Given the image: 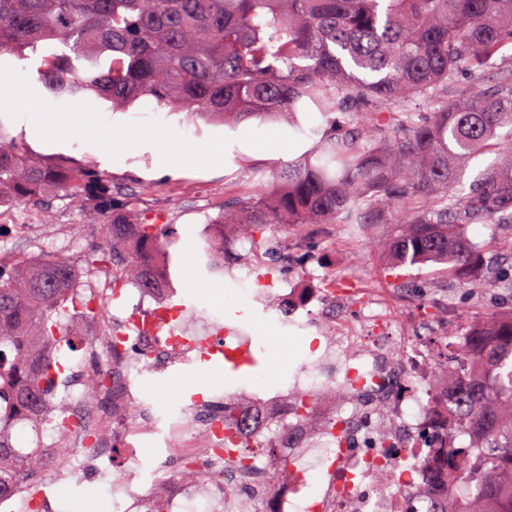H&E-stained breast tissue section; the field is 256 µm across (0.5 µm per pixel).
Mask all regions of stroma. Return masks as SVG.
<instances>
[{"label":"stroma","instance_id":"35a3bbf8","mask_svg":"<svg viewBox=\"0 0 512 512\" xmlns=\"http://www.w3.org/2000/svg\"><path fill=\"white\" fill-rule=\"evenodd\" d=\"M39 59L0 54V127L23 143L38 159H63L77 169L93 171L125 194L133 209L153 210L171 221L177 257L172 267L174 304L185 306L194 331L208 324L211 312L222 311L225 322L243 326L262 339L254 354L258 366L238 374L217 373L214 362L177 365L153 370L144 377L143 395L151 400L158 427L171 413L201 396L224 392H287L300 363L297 352L322 338L316 329L276 326L271 306L276 291L286 284L313 286L324 277L348 280L356 293L347 297L341 313L346 320L361 314L357 293L372 288L391 293L387 270L391 258L377 251L374 241L387 230L376 226L354 233L343 224H277L273 236L288 252H307V263L275 268L274 289L260 300L239 302L235 294L241 279L257 281L264 252L248 240L249 227L232 225L230 234L238 255L229 272L204 277L199 262L201 235L208 218L224 210L226 198L253 190L261 175L278 164L298 158L314 139L308 129L315 119L304 120V133L294 134L286 122L252 121L251 125L210 122L186 112L157 108L142 99L123 110L88 97L79 105L46 96L37 80ZM40 111L47 120L42 130L26 129L20 115ZM175 141L177 151L165 149ZM8 229L0 234V255L19 260L29 256L62 254L78 274L97 284L94 264L100 257L104 230L100 221L70 197H48L44 208L13 203ZM409 295L391 302V315L401 329L418 320H431L435 335L449 327L466 332L477 321L512 312V295L494 288L470 290L446 286L436 266L409 270ZM126 455L116 449L108 465L82 481L51 484L45 512H117L104 485L121 470Z\"/></svg>","mask_w":512,"mask_h":512}]
</instances>
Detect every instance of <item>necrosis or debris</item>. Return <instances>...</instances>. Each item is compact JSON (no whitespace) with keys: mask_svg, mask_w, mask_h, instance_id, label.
<instances>
[{"mask_svg":"<svg viewBox=\"0 0 512 512\" xmlns=\"http://www.w3.org/2000/svg\"><path fill=\"white\" fill-rule=\"evenodd\" d=\"M336 321L313 359L297 373L290 393L253 398L245 404L232 393L223 401L197 399L169 424L163 459L145 471L137 448L140 424L127 414L145 373L179 356L193 361L202 350L196 340L181 334L161 336L138 316L124 318L97 310L88 325L92 336L72 371L66 402L83 432L78 445L64 455L44 457L48 482L78 479L82 472L101 468L116 444L127 448L123 477L107 485L109 494L124 493L133 501L124 512H141L153 485L162 483L170 494L163 512H183L195 499L204 512H226L229 504L247 505L249 512H419L436 498L435 477L446 463L432 454L431 437L448 430V397L457 380L432 383L429 362L433 352L430 331L417 326L421 344L400 348L389 319L367 316L355 324L325 310ZM100 373L102 385L92 393L81 387L84 371ZM334 386L346 391L350 410H338L327 420L344 430L342 437H310L295 408L297 397ZM284 424L279 447L289 453L316 454L326 464V477L312 486L303 471L288 484L273 487L263 476L269 467L257 453L251 470H237L224 461V426L242 431L244 441L263 440L271 423Z\"/></svg>","mask_w":512,"mask_h":512,"instance_id":"necrosis-or-debris-1","label":"necrosis or debris"}]
</instances>
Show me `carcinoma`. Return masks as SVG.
Listing matches in <instances>:
<instances>
[{"mask_svg":"<svg viewBox=\"0 0 512 512\" xmlns=\"http://www.w3.org/2000/svg\"><path fill=\"white\" fill-rule=\"evenodd\" d=\"M27 49L41 57L44 90L72 103L93 94L114 108L149 98L212 120L286 116L298 133V114L318 116L308 153L224 204L246 214L252 243L275 261L288 256L267 235L273 224H385L397 266L439 264L450 278L482 266L472 287L512 293V0H0V53ZM61 192L112 220V287L168 296L167 221L129 217L110 184L37 160L0 129V207H41ZM233 223L225 213L209 221V275H224ZM473 224L489 238L472 240ZM78 286L64 256L0 267V499L38 468L12 431L51 410L58 353L75 351ZM448 365L461 389L440 449L445 491L429 512H512V315L455 336ZM224 454L251 467L231 434Z\"/></svg>","mask_w":512,"mask_h":512,"instance_id":"cac0c4a2","label":"carcinoma"}]
</instances>
